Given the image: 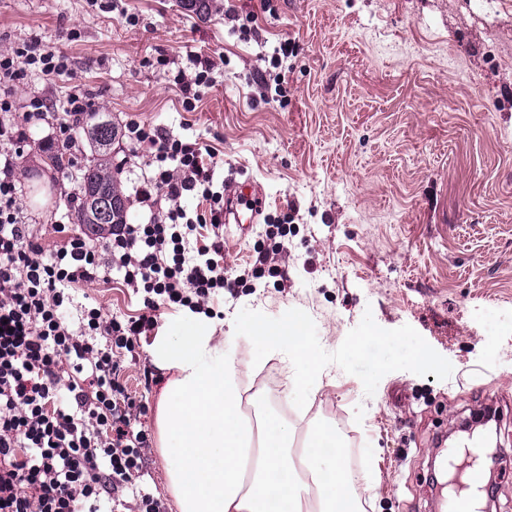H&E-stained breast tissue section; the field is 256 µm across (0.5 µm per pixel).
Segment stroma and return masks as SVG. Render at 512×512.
Returning a JSON list of instances; mask_svg holds the SVG:
<instances>
[{
    "instance_id": "1",
    "label": "stroma",
    "mask_w": 512,
    "mask_h": 512,
    "mask_svg": "<svg viewBox=\"0 0 512 512\" xmlns=\"http://www.w3.org/2000/svg\"><path fill=\"white\" fill-rule=\"evenodd\" d=\"M206 5L200 16L179 0H0V46L38 36L70 61L66 75L27 78L18 106L35 94L58 112L72 86L91 91L118 130L127 223L150 217L133 187L152 162L123 137L130 121L213 147L224 161L215 183L232 175L262 189L257 223L224 228V264L247 285L217 302L218 330L244 308L274 318L298 308L332 352L369 312L385 329L412 326L450 361L447 380L394 371L370 397L329 365L292 418L299 432L329 424L366 449L364 512H444L447 489L429 479L435 445L487 408L498 414L492 512H512V0ZM286 38L293 54L275 59ZM196 55L212 62L211 83L188 111L175 78H194ZM48 132L31 129L19 173L26 215L51 225L93 146L79 134L76 166L59 171L43 162ZM281 224L278 251L269 233ZM81 293L115 315L142 307L116 276ZM151 342L141 337L123 378L146 394L152 434L162 376ZM237 366L275 382L249 395L253 418L280 417L286 360Z\"/></svg>"
}]
</instances>
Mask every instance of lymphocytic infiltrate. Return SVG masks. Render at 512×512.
Returning <instances> with one entry per match:
<instances>
[{
  "label": "lymphocytic infiltrate",
  "mask_w": 512,
  "mask_h": 512,
  "mask_svg": "<svg viewBox=\"0 0 512 512\" xmlns=\"http://www.w3.org/2000/svg\"><path fill=\"white\" fill-rule=\"evenodd\" d=\"M68 71V58L41 40L0 48V512H166L140 485L151 444L139 426L145 396L122 381L126 357L158 325L160 308L214 316L228 284L224 267V194L214 190L209 146L140 124L127 128L148 147L154 168L135 188L152 216L100 234L67 235L47 249L21 202L17 160L29 130L46 123L62 147L75 144L71 119L95 103L72 86L62 114L30 97L17 108L21 80ZM201 197L187 213L183 196ZM212 238L197 245V228ZM120 273L143 313L104 314L76 307L78 288Z\"/></svg>",
  "instance_id": "lymphocytic-infiltrate-1"
}]
</instances>
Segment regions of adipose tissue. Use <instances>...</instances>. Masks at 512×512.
<instances>
[{
    "label": "adipose tissue",
    "mask_w": 512,
    "mask_h": 512,
    "mask_svg": "<svg viewBox=\"0 0 512 512\" xmlns=\"http://www.w3.org/2000/svg\"><path fill=\"white\" fill-rule=\"evenodd\" d=\"M149 354L168 376L156 423L177 512H355L334 429L307 431L299 477L295 430L277 419H242L233 351L205 314L155 336Z\"/></svg>",
    "instance_id": "ef3b65f1"
}]
</instances>
